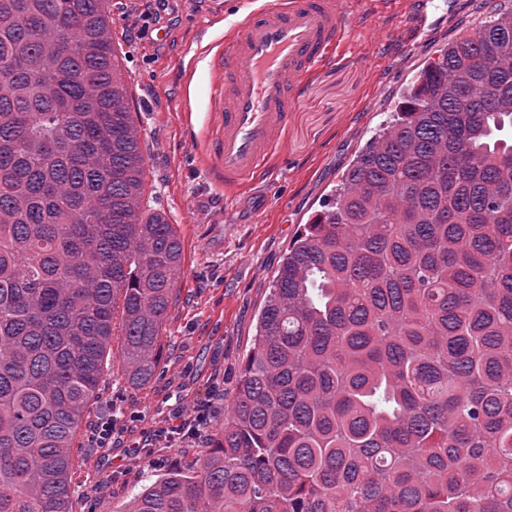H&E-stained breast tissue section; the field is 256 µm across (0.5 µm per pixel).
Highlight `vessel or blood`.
<instances>
[{
    "instance_id": "1",
    "label": "vessel or blood",
    "mask_w": 512,
    "mask_h": 512,
    "mask_svg": "<svg viewBox=\"0 0 512 512\" xmlns=\"http://www.w3.org/2000/svg\"><path fill=\"white\" fill-rule=\"evenodd\" d=\"M202 31L223 26L222 38L200 49L210 74L209 165L224 173V192L259 184L280 158L274 153L305 83L339 58L365 14L403 15L412 32L427 35L453 19V0H247L241 21L225 23L223 0H191Z\"/></svg>"
}]
</instances>
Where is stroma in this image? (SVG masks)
I'll return each instance as SVG.
<instances>
[{
    "mask_svg": "<svg viewBox=\"0 0 512 512\" xmlns=\"http://www.w3.org/2000/svg\"><path fill=\"white\" fill-rule=\"evenodd\" d=\"M457 2L453 23L411 46L360 36L346 43L340 60L313 74L290 114L279 149L287 168H272L260 186L227 200L218 188L223 171H206L201 162L211 135L205 63L192 77L184 75L181 50L200 37L195 7L187 0H110L112 43L131 76L134 99L145 103L134 118L146 150L150 204L175 225L184 261L152 382L131 386L116 360L104 372L91 421L78 437L73 512H122L167 470L190 468L211 447L253 347L268 288L300 225L320 210L424 63L459 36L478 31L491 9L512 10V0ZM136 5L149 7L148 28L132 27ZM163 28L170 42L159 41ZM182 87L189 101L185 112L175 99ZM197 403L204 422L195 435H178L182 409ZM105 419L112 422V443L92 447V424Z\"/></svg>",
    "mask_w": 512,
    "mask_h": 512,
    "instance_id": "obj_1",
    "label": "stroma"
}]
</instances>
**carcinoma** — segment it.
<instances>
[{"label":"carcinoma","instance_id":"1","mask_svg":"<svg viewBox=\"0 0 512 512\" xmlns=\"http://www.w3.org/2000/svg\"><path fill=\"white\" fill-rule=\"evenodd\" d=\"M106 0H0V512H72L183 245ZM123 512H512V15L421 69L288 246L224 427Z\"/></svg>","mask_w":512,"mask_h":512}]
</instances>
